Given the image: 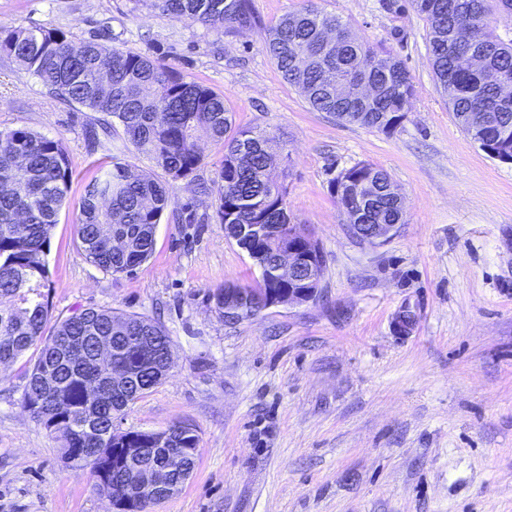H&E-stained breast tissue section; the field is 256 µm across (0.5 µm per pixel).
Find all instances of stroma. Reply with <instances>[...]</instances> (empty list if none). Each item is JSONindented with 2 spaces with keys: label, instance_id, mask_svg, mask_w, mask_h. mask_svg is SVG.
<instances>
[{
  "label": "stroma",
  "instance_id": "35a3bbf8",
  "mask_svg": "<svg viewBox=\"0 0 512 512\" xmlns=\"http://www.w3.org/2000/svg\"><path fill=\"white\" fill-rule=\"evenodd\" d=\"M252 3L267 26L317 7L389 50L415 89L404 122L386 134L313 110L256 29L210 30L152 0H0V28L146 53L222 94L235 126L267 130L288 153V209L324 254L316 300L233 325L211 295L260 270L215 221L163 218L147 263L103 271L74 224L106 154L84 135L100 115L60 103L2 56L0 130L61 139L73 161L47 255L52 318L111 308L157 319L170 337L166 378L115 422L199 436L191 479L153 512H512V162L456 124L410 0ZM199 149L195 180L172 187L176 207L218 195L224 150L206 137ZM359 162L387 171L404 202V224L377 246L352 236L328 192ZM27 368L0 366V512H111L89 469L66 462L27 411Z\"/></svg>",
  "mask_w": 512,
  "mask_h": 512
}]
</instances>
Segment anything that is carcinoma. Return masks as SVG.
Segmentation results:
<instances>
[{
	"mask_svg": "<svg viewBox=\"0 0 512 512\" xmlns=\"http://www.w3.org/2000/svg\"><path fill=\"white\" fill-rule=\"evenodd\" d=\"M429 25V53L448 109L466 134L512 157V93L489 79L491 71L512 82V27L497 16H512V0H411ZM164 14L185 15L213 29L263 31L266 51L283 79L299 88L311 108L349 123L390 133L407 117L414 86L402 62L355 34L334 14L315 8L287 13L262 26L251 0H154ZM486 51V65L462 68L460 53ZM0 55L36 76L53 97L103 115L86 131L92 148L112 143L117 129L124 141L153 160L169 177L162 183L136 174L117 157L99 164L101 175L86 186L77 235L87 260L106 272L131 273L153 255L155 233L166 212L192 222L193 212L172 208L171 184L194 178L203 161L200 134L224 148L218 168V199L212 218L229 238L237 224H289L286 187L276 175L275 140L256 128L232 130L224 96L189 81L157 58L95 40L74 41L57 29L17 26L0 30ZM371 86L367 98L358 83ZM73 163L62 141L26 128L0 130V365L27 351L37 352L25 387V404L46 429L62 439L64 459L97 474L98 463L82 448L116 447L134 435L144 450L137 464L161 466L164 448L152 433L119 432L118 413L151 392L169 369L171 340L151 318L112 309H84L59 320L51 333L48 305L39 300L48 268L51 231L71 188ZM331 196L351 205L348 217L360 224H403L388 174L359 162L329 180ZM253 257L270 264L278 243L271 235L253 241ZM280 284L261 279L235 286L240 297L224 302V289L212 299L226 323L252 311L248 300ZM112 341L122 375L97 365L94 343ZM197 434L170 431L169 450L196 448ZM135 474L114 466L96 489L131 485Z\"/></svg>",
	"mask_w": 512,
	"mask_h": 512,
	"instance_id": "obj_1",
	"label": "carcinoma"
}]
</instances>
